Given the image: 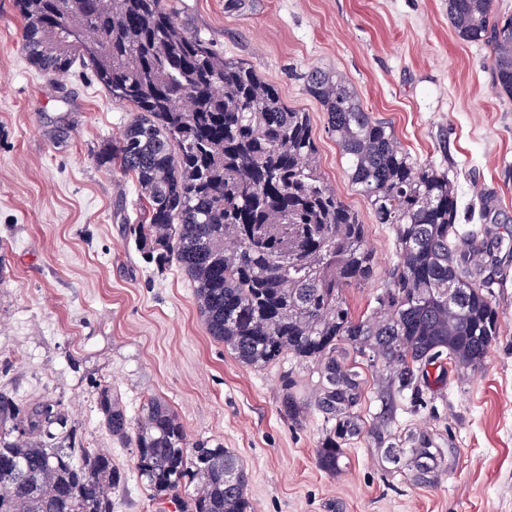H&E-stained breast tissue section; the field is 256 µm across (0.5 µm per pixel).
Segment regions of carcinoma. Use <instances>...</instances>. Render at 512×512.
I'll return each instance as SVG.
<instances>
[{"mask_svg": "<svg viewBox=\"0 0 512 512\" xmlns=\"http://www.w3.org/2000/svg\"><path fill=\"white\" fill-rule=\"evenodd\" d=\"M14 2L22 38L48 50L28 54L40 72L65 75L79 60L133 111L99 162L136 177L146 204L130 231L143 256L176 262L193 282L206 333L250 367L288 355L316 366L315 403L334 423L317 448L322 470L336 473L344 441L360 429L353 408L362 382L336 358L341 343L391 367L402 390L445 353L483 366L499 314L475 262L479 229L459 223L448 174L412 159L343 75L314 68L304 87L327 113L351 184L397 242L389 282L361 319L344 292L371 279L373 253L365 226L318 168L309 113L288 107L249 64L190 35L166 0ZM492 7L448 0V21L460 40L489 47L493 84L512 98V16ZM495 210L493 196L480 198L479 220L491 223ZM97 404L112 440L133 449L152 499L175 500L181 512H251L243 461L221 444L191 441L165 402L149 399L134 420L101 385ZM280 404L300 420L294 393ZM68 422L48 398L26 403L0 390V512H114L125 472ZM408 443L388 454L422 479L434 454L419 436Z\"/></svg>", "mask_w": 512, "mask_h": 512, "instance_id": "1", "label": "carcinoma"}]
</instances>
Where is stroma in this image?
<instances>
[{"label": "stroma", "mask_w": 512, "mask_h": 512, "mask_svg": "<svg viewBox=\"0 0 512 512\" xmlns=\"http://www.w3.org/2000/svg\"><path fill=\"white\" fill-rule=\"evenodd\" d=\"M179 22L218 54L254 67L288 106L310 115L328 186L365 226L374 274L345 291L353 317L369 314L396 261L392 229L376 223L351 184L327 115L302 75L341 73L373 116L387 121L419 163L447 172L462 209L494 195L496 248L484 255L499 337L476 370L445 361L399 390L392 372L350 343L339 351L364 380L360 431L336 474L317 448L327 429L314 403L318 374L285 357L239 363L202 324L177 264L146 262L128 234L142 192L97 157L132 118L92 69L62 81L32 66L13 0H0V389L61 402L70 425L128 471L115 512H171L113 444L94 387L111 388L129 417L163 398L191 439L233 449L250 473L251 512H512V98L491 78L487 46L460 40L448 0H167ZM306 404L300 422L280 410L285 382ZM445 458L429 481L388 461L408 434Z\"/></svg>", "instance_id": "stroma-1"}]
</instances>
